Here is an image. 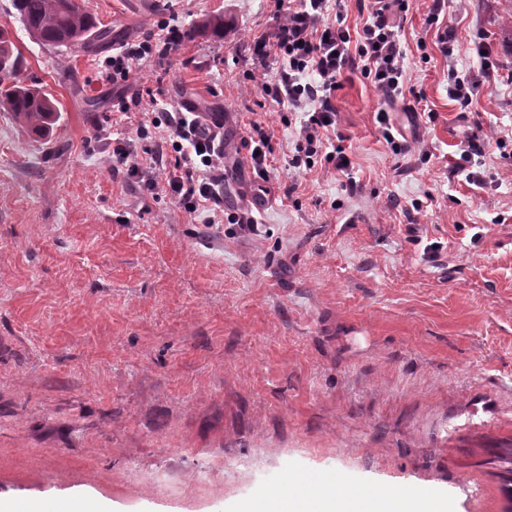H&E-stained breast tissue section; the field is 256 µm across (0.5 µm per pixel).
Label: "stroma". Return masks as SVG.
Masks as SVG:
<instances>
[{
	"label": "stroma",
	"mask_w": 512,
	"mask_h": 512,
	"mask_svg": "<svg viewBox=\"0 0 512 512\" xmlns=\"http://www.w3.org/2000/svg\"><path fill=\"white\" fill-rule=\"evenodd\" d=\"M81 4L112 35L70 49L0 0L17 80L58 107L40 136L0 103V504L241 512L263 477L307 472L424 492L438 512H512V0H447L449 57L433 0H409L404 68L423 113L344 74L332 103L347 176L288 168L303 116L265 104L243 52L271 33V0ZM163 19L181 44L106 81L115 49ZM452 69L476 84L468 108L448 96ZM122 96L142 99L125 121ZM187 96L233 146L220 214L112 172L126 142L148 165L143 110ZM381 109L405 153L381 138ZM252 114L272 135L265 183L243 143ZM474 133L485 151L462 163ZM243 210L258 233L225 223Z\"/></svg>",
	"instance_id": "stroma-1"
}]
</instances>
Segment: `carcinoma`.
<instances>
[{"label": "carcinoma", "mask_w": 512, "mask_h": 512, "mask_svg": "<svg viewBox=\"0 0 512 512\" xmlns=\"http://www.w3.org/2000/svg\"><path fill=\"white\" fill-rule=\"evenodd\" d=\"M20 21L27 32L41 43L67 48L78 47L92 35L112 36V29H100L95 18L77 0H14ZM19 57L13 43L0 30V83L15 78ZM15 119L34 132L46 135L56 121L57 107L45 93L12 84L0 90Z\"/></svg>", "instance_id": "cac0c4a2"}]
</instances>
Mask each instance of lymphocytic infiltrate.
<instances>
[{
  "instance_id": "f902f5d3",
  "label": "lymphocytic infiltrate",
  "mask_w": 512,
  "mask_h": 512,
  "mask_svg": "<svg viewBox=\"0 0 512 512\" xmlns=\"http://www.w3.org/2000/svg\"><path fill=\"white\" fill-rule=\"evenodd\" d=\"M272 2L276 19L272 33L253 39L245 51L259 67H266L272 58L278 63L274 79L259 85L263 98L304 113L288 166L298 174L319 165L348 172L344 146L330 137L336 129L332 96L347 72L360 74L388 95L403 94L406 52L390 17L407 11L408 0H372L370 22L355 33L343 21L330 20L332 0ZM180 40L179 30L167 27L159 40L125 48L108 61L107 80H128L133 63L153 58L155 45L168 50ZM198 125L197 116L191 113L165 109L149 125L138 127L142 140L151 129L164 128L163 141L149 151L153 167L163 164L167 152H175V170L164 179L130 163L125 146L114 148L115 162L127 176L137 179L143 194L168 195L190 214L202 208L225 212L224 152L213 140L199 135Z\"/></svg>"
}]
</instances>
